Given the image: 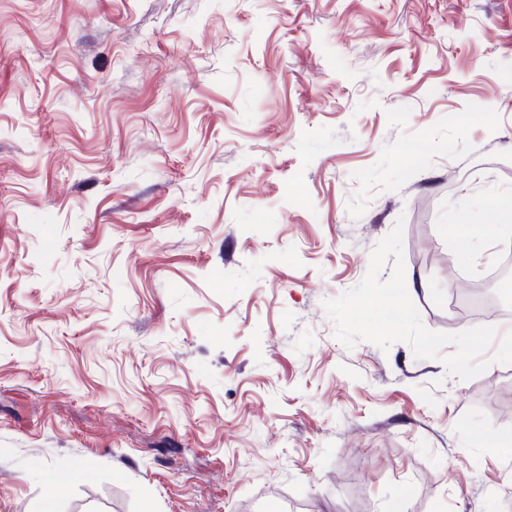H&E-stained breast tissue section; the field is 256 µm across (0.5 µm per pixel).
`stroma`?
Here are the masks:
<instances>
[{"instance_id":"obj_1","label":"stroma","mask_w":512,"mask_h":512,"mask_svg":"<svg viewBox=\"0 0 512 512\" xmlns=\"http://www.w3.org/2000/svg\"><path fill=\"white\" fill-rule=\"evenodd\" d=\"M508 195L512 0H0V512H512V364L323 307L401 218L426 327L512 330L441 231Z\"/></svg>"}]
</instances>
